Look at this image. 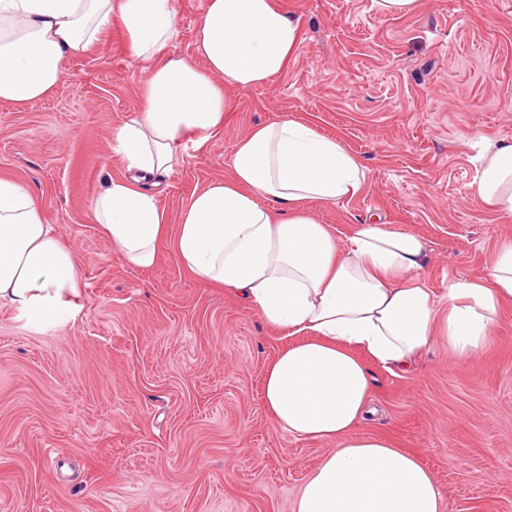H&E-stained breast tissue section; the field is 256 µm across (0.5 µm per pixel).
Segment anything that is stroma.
I'll return each instance as SVG.
<instances>
[{"label": "stroma", "instance_id": "obj_1", "mask_svg": "<svg viewBox=\"0 0 512 512\" xmlns=\"http://www.w3.org/2000/svg\"><path fill=\"white\" fill-rule=\"evenodd\" d=\"M282 2L300 25L295 54L270 82L230 92L223 130L154 187L170 223L254 125L294 118L367 168L357 195L310 206L338 248L375 218L424 240L419 275L435 293L487 276L512 219L474 194L473 158L483 140L512 141V0H417L406 16L372 0ZM204 5L174 0L168 54L193 58ZM145 82L116 19L63 61L45 100L0 101V175L71 249L82 307L43 330L0 305V512H293L333 445L266 413L276 332L196 280L171 242L137 269L94 220V198L125 174L112 132L142 107ZM369 369L371 412L355 434L418 456L445 512H512V305L469 362L439 341L413 373Z\"/></svg>", "mask_w": 512, "mask_h": 512}]
</instances>
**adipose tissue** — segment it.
<instances>
[{
    "instance_id": "1",
    "label": "adipose tissue",
    "mask_w": 512,
    "mask_h": 512,
    "mask_svg": "<svg viewBox=\"0 0 512 512\" xmlns=\"http://www.w3.org/2000/svg\"><path fill=\"white\" fill-rule=\"evenodd\" d=\"M116 19L148 79L143 107L112 133L126 175L95 198L97 224L136 268L152 267L171 241L197 280L232 291L287 332L264 372L265 408L290 434L336 443L295 512H444L415 455L354 434L367 412V363L407 372L439 340L460 362L482 352L512 303V238L499 241L487 278L449 282L439 296L417 275L426 245L414 234L360 224L338 249L307 206L355 196L367 170L341 140L288 118L239 140L224 177L193 193L170 226L144 184L183 162L189 137L203 142L223 128L230 90L286 69L300 27L277 0H206L194 38L201 70L167 53L172 0H0V100H44L64 58L88 53ZM476 160V195L512 216V142L483 144ZM78 287L74 256L35 199L0 177V304L57 324L80 314Z\"/></svg>"
}]
</instances>
